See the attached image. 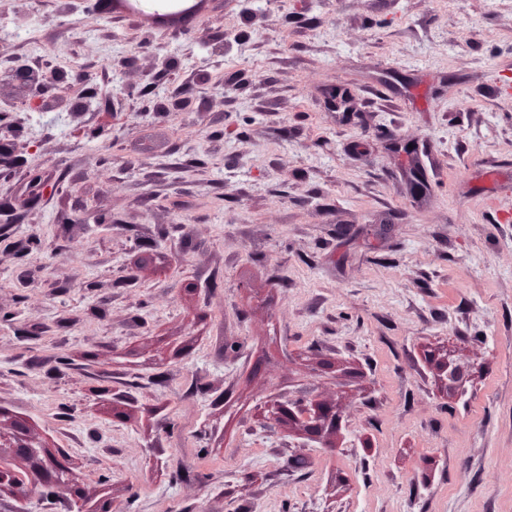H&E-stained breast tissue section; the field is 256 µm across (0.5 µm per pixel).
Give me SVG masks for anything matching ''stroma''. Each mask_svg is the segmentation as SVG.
I'll use <instances>...</instances> for the list:
<instances>
[{
    "label": "stroma",
    "instance_id": "1",
    "mask_svg": "<svg viewBox=\"0 0 512 512\" xmlns=\"http://www.w3.org/2000/svg\"><path fill=\"white\" fill-rule=\"evenodd\" d=\"M112 2L0 0V423L112 512H512V0ZM10 77L16 85L30 90H42L57 80L55 72L43 71L25 64L16 65ZM283 408L288 409V415H290L293 421L302 427L309 436H317L326 422L327 415L322 409L328 411L333 410L331 407L324 406L315 400L310 402L304 401L302 404H284Z\"/></svg>",
    "mask_w": 512,
    "mask_h": 512
}]
</instances>
